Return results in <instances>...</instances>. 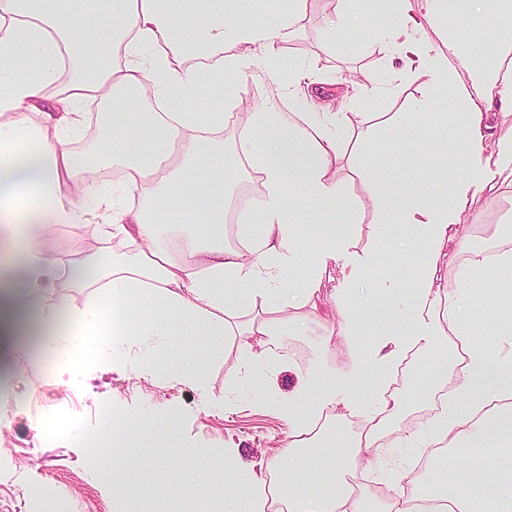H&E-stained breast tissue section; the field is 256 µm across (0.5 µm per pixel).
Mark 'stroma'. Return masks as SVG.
I'll return each instance as SVG.
<instances>
[{
	"label": "stroma",
	"instance_id": "1",
	"mask_svg": "<svg viewBox=\"0 0 512 512\" xmlns=\"http://www.w3.org/2000/svg\"><path fill=\"white\" fill-rule=\"evenodd\" d=\"M328 43L327 15L312 0L299 35L282 45L278 58L292 71L303 66L316 78L359 83L356 95L331 96L334 111L348 113L355 128H366L374 113L405 111L411 101L432 93L427 76L398 78L400 62L384 53L334 51ZM248 55L253 67L224 86L223 142L228 149L243 128L242 118L252 117L261 103H281L292 88L291 80L259 65L260 48L249 49ZM377 133L372 154L349 160L335 174L346 195L362 208L361 232L353 241L358 252L373 247V230L380 222L366 204L374 190L366 168L391 164L397 180L410 183L432 178L446 160L445 151L388 139L386 127ZM511 208L504 201L476 198L470 214L495 215L496 225L486 236L468 233L458 255L496 250ZM127 244L122 235L102 236L95 216L52 241L53 250L70 264L69 270H57L56 279H73L71 287L42 292L61 320L95 305L99 290L91 258L104 252L120 256ZM340 277L339 267L329 266L308 332L273 337L260 367L250 364L233 338L218 342L201 336L169 350L166 337L148 329L100 349L96 361L74 376L60 354L64 333L47 343L0 339V512H223V501L189 491L182 464L164 461L155 436L176 420V444L205 449V479L214 486L226 485L231 473L264 472L281 462L289 428L279 404L315 360L323 338L338 326L329 295ZM214 346L219 352L205 364L208 390L203 393L181 377L180 368ZM209 393L226 397L225 406L208 404ZM108 412L122 425L124 436L116 489L102 486L94 475L107 458L94 439Z\"/></svg>",
	"mask_w": 512,
	"mask_h": 512
}]
</instances>
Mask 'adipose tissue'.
I'll use <instances>...</instances> for the list:
<instances>
[{
	"label": "adipose tissue",
	"instance_id": "1",
	"mask_svg": "<svg viewBox=\"0 0 512 512\" xmlns=\"http://www.w3.org/2000/svg\"><path fill=\"white\" fill-rule=\"evenodd\" d=\"M333 14L337 42L372 33L373 44L397 58L404 73H426L435 95L451 100L448 112L432 111L428 99L386 119L398 137L447 142L451 163L444 171L447 192L424 184H394L388 168H375L371 199L383 224L375 245L351 249L358 221L354 205L331 169L349 156L342 143L355 136L359 154L373 146V129L355 130L345 112L284 113L259 105L239 145L261 179L264 194L252 219L262 226L247 250L226 247L220 228L229 170L217 140L224 112H202L195 101L207 85L220 87L246 66L235 50L260 46L275 57L293 39L307 15L309 0H268L255 13L250 0H0V335H22L32 316L53 319L55 309L39 290L53 277L58 258L46 245L48 231L85 223L71 183L77 174L100 170L122 159L125 175L106 192L84 188L103 216L102 232L116 231L140 242L130 258L93 261L102 293L94 308L72 318L68 351L85 350L88 339L108 344L134 334L140 319L157 321L160 335L184 337L207 326L211 335L233 334L242 348L261 359L269 339L305 326L304 308L315 306L329 265L343 277L332 294L341 336L352 349L348 364L329 375L330 339L280 409L290 433L287 470H275L274 486L249 473L228 484L224 512H265L269 496L286 512H512V316L491 317L499 336L497 352L468 333L462 323L464 284L495 272L512 274V250L466 267L461 288L436 284L447 249L465 237L461 215L471 199L487 195L512 204V0H338ZM238 22H230V14ZM442 28L441 44L420 38L425 24ZM499 35L486 40L487 28ZM74 76L54 111L44 108L47 90L62 67ZM151 97L155 112L130 109L127 91ZM96 100L117 120L97 149L75 156L67 147L82 116ZM170 196L174 207L154 201ZM139 205H131V197ZM295 212L330 215L318 222V245L301 255ZM182 225L188 255L175 258L165 246L167 225ZM411 246L413 265L402 285L371 283L386 254L394 225ZM28 295H19L18 283ZM218 309L207 319L206 308ZM408 322L378 327L362 341V326L379 311ZM251 320L230 330L231 319ZM455 339L461 352L436 361L417 387L416 397L441 394L443 410L425 436L397 432L395 442L419 448L497 447L483 464L436 468L429 489L408 483L381 496L351 483L357 471L376 469L380 439L403 406L389 385L411 350L439 351ZM372 380L370 400L361 387ZM332 411L333 425L314 424ZM365 422L345 437L341 424Z\"/></svg>",
	"mask_w": 512,
	"mask_h": 512
}]
</instances>
